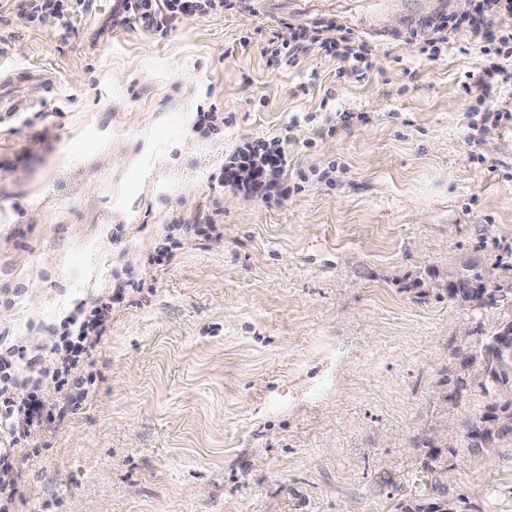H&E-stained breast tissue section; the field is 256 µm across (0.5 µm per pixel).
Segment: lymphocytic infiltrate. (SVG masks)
<instances>
[{
	"mask_svg": "<svg viewBox=\"0 0 512 512\" xmlns=\"http://www.w3.org/2000/svg\"><path fill=\"white\" fill-rule=\"evenodd\" d=\"M472 2L471 10L464 15L445 14L431 21L419 52L435 57L450 32L466 30L487 60L482 83H511L512 0ZM223 6V0H153L143 8L137 0H121L115 19L121 25L135 23L148 31H161L179 17L203 15ZM24 8L31 22L53 23L65 34L73 32L84 15L83 0H24ZM316 43L331 55L344 51L352 63V76L362 77L373 66L365 45L355 43L352 37L344 34L317 40L303 28L296 29L288 42L269 47L270 60L275 65H296ZM287 165L283 138H247L228 154L217 183L245 199L279 205L288 197L284 183ZM133 286L130 280L108 285L91 301L79 303L59 328L53 329L48 344L56 361L53 371L43 370L36 357L21 370L12 358H0V512H10L22 460L36 454L33 440L43 425L52 420L46 382H53L59 392L69 386L82 397L92 392L96 378L85 372L83 365L106 331L113 300Z\"/></svg>",
	"mask_w": 512,
	"mask_h": 512,
	"instance_id": "obj_1",
	"label": "lymphocytic infiltrate"
}]
</instances>
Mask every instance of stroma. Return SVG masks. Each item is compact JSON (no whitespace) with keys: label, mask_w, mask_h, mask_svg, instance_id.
Listing matches in <instances>:
<instances>
[{"label":"stroma","mask_w":512,"mask_h":512,"mask_svg":"<svg viewBox=\"0 0 512 512\" xmlns=\"http://www.w3.org/2000/svg\"><path fill=\"white\" fill-rule=\"evenodd\" d=\"M10 17L0 100L24 110L0 121V347L51 365L77 303L138 284L89 359L93 392L57 394L11 512H512L511 439L426 445L460 328L512 318L442 286L464 261L512 277V125L470 136L468 33L425 59L399 0H224L164 33L89 17L65 38ZM330 22L369 49L365 78L316 47L270 64L266 35ZM214 103L231 122L206 137ZM329 112L363 119L304 120ZM255 136L286 137L307 176L282 205L210 184ZM215 206L219 232L197 233ZM224 110L217 105H211L207 110L201 109L197 112V119L194 127L198 133L208 135L215 131L224 130Z\"/></svg>","instance_id":"35a3bbf8"}]
</instances>
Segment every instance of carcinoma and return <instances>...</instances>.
<instances>
[{"instance_id": "obj_1", "label": "carcinoma", "mask_w": 512, "mask_h": 512, "mask_svg": "<svg viewBox=\"0 0 512 512\" xmlns=\"http://www.w3.org/2000/svg\"><path fill=\"white\" fill-rule=\"evenodd\" d=\"M453 275L462 284L472 281L480 283L483 293L480 295L484 308H512V282L491 280L486 272L473 262L459 265ZM508 323H499L491 330L477 324L470 332L469 345L473 357L470 367L453 363L447 369L443 382L451 384L456 398L453 406L468 403L472 397L485 399L482 409L465 416L460 421L468 450L472 452H491L498 447L499 441L512 437V369H504L503 364L512 363V350L499 352L501 364L496 366L489 357L491 341L498 331Z\"/></svg>"}]
</instances>
